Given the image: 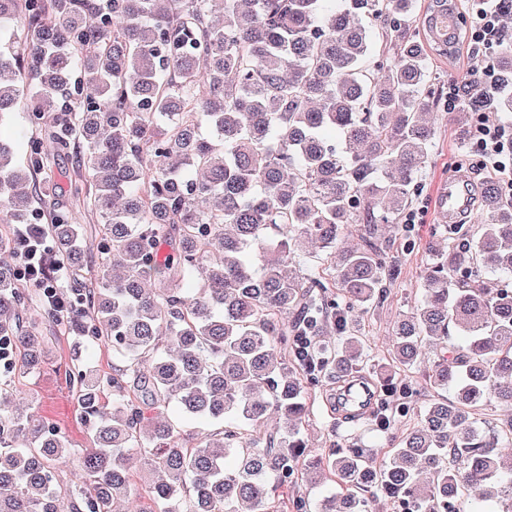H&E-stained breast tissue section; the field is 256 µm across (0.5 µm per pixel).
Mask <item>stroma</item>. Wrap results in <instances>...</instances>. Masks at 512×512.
<instances>
[{"mask_svg":"<svg viewBox=\"0 0 512 512\" xmlns=\"http://www.w3.org/2000/svg\"><path fill=\"white\" fill-rule=\"evenodd\" d=\"M461 147L446 122H439L436 134L434 163L419 186L418 196L428 202V210L422 222L416 225L409 237L394 239L391 242L393 255L398 260V272L390 287V294L373 315L365 317L362 332L368 345V355L372 364L389 365V337L399 313L420 298L422 275L427 265L429 252L426 244L439 234L445 218L439 210L438 188L450 173L458 169L457 161L463 157ZM49 347L52 356L49 365L38 374L10 373L13 387L22 393L34 394L37 411L54 422L70 440L74 449L88 447L89 441L80 421L71 390L65 381V372L72 365L73 351H80L82 361L101 373L111 372L117 359L110 347L101 344H84L75 348L70 336L52 337ZM427 367L418 363L398 371V382L405 385L406 396L400 397L402 412L392 415L388 429L377 426L374 417L368 416L357 421L334 425L326 392L322 388H312L311 415L303 430V439L312 451L336 444L341 447L357 446L373 462H380L392 446L391 437L417 423L421 409L439 399L440 393L426 383Z\"/></svg>","mask_w":512,"mask_h":512,"instance_id":"35a3bbf8","label":"stroma"}]
</instances>
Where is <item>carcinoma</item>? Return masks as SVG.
<instances>
[{
    "instance_id": "cac0c4a2",
    "label": "carcinoma",
    "mask_w": 512,
    "mask_h": 512,
    "mask_svg": "<svg viewBox=\"0 0 512 512\" xmlns=\"http://www.w3.org/2000/svg\"><path fill=\"white\" fill-rule=\"evenodd\" d=\"M451 2L0 0L16 26L0 38V119L18 106L45 132L21 164L0 143V224L38 214L80 281L84 227L49 206L62 155L82 178L74 206L101 224L94 281L62 289V311L21 287L0 235V344L23 374L49 363L42 325L123 362L66 372L92 443L70 485L67 437L0 384V512H307L281 489L313 471L342 489L343 512H460L463 497L512 512V196L496 178L481 223L428 244L422 296L391 338L402 366L432 347L429 384L454 397L377 466L354 447L307 462L300 441L306 388L367 365L360 320L387 298L391 240L434 161ZM493 65L512 81V39ZM473 116L466 97L445 115L463 147ZM492 397L508 413L488 434ZM172 405L216 428L184 433Z\"/></svg>"
}]
</instances>
